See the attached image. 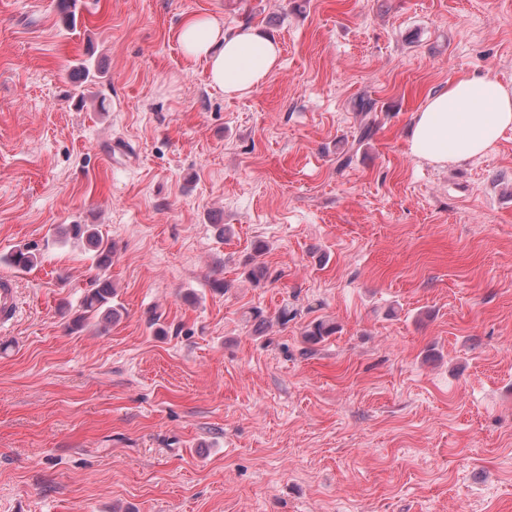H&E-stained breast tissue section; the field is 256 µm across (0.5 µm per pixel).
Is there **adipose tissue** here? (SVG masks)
Masks as SVG:
<instances>
[{
  "mask_svg": "<svg viewBox=\"0 0 512 512\" xmlns=\"http://www.w3.org/2000/svg\"><path fill=\"white\" fill-rule=\"evenodd\" d=\"M185 57L204 63L211 86L226 97H242L280 66L282 49L271 37L248 27L228 34L210 15L188 19L178 34ZM512 131V85L480 75L463 76L427 97L415 112L409 153L438 167L485 156Z\"/></svg>",
  "mask_w": 512,
  "mask_h": 512,
  "instance_id": "ef3b65f1",
  "label": "adipose tissue"
}]
</instances>
